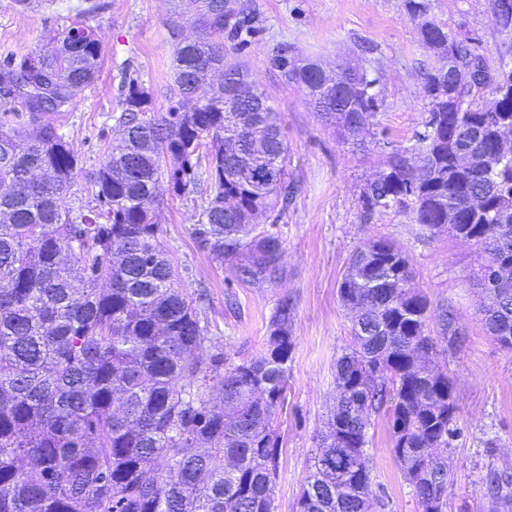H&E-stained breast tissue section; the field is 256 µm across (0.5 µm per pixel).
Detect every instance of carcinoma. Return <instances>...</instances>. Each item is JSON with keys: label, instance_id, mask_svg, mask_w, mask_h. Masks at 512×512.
I'll use <instances>...</instances> for the list:
<instances>
[{"label": "carcinoma", "instance_id": "cac0c4a2", "mask_svg": "<svg viewBox=\"0 0 512 512\" xmlns=\"http://www.w3.org/2000/svg\"><path fill=\"white\" fill-rule=\"evenodd\" d=\"M194 2L202 35L175 44L167 109L153 111L140 77L124 72L121 138L91 178L88 204L60 207L81 154L17 81L55 94L57 113L72 111L99 73L95 31L77 19L48 53L0 58V512H275L280 437L272 422L294 348L292 304L279 301L256 354L229 361L204 317L205 298L177 286L155 224L161 182L182 197L205 180L209 197L194 235L219 264L234 262L225 287L281 271L279 224L294 182L279 113L237 61L230 88L239 95L224 97V82L214 81L256 17L238 3L228 18L212 0ZM420 35L427 44L449 37L438 26ZM281 48L288 54L272 55L270 65L281 64L285 84L317 88L311 63ZM443 52L453 108L433 94L437 69L427 72L428 112L408 147L418 158L396 153L362 205L368 214L408 209L430 234L446 227L476 243L490 299L485 325L512 351V158L498 155L500 140L512 136V84H501L512 70L492 74L473 38L453 37ZM376 83L358 79L320 121L353 136L350 116L372 119L379 107ZM486 89L491 109L477 103ZM458 151L477 162L457 164ZM450 211L458 213L451 226ZM259 214L269 224L256 223ZM411 279L404 252L385 239L363 243L350 259L338 287L351 336L336 359V408L296 512L384 506L367 448L381 412L422 512L447 508L453 475L422 449L448 448L457 436L454 387L433 365L428 304ZM214 381L217 400L207 394ZM488 484L493 499L512 498L511 474L494 471Z\"/></svg>", "mask_w": 512, "mask_h": 512}]
</instances>
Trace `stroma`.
<instances>
[{"label": "stroma", "mask_w": 512, "mask_h": 512, "mask_svg": "<svg viewBox=\"0 0 512 512\" xmlns=\"http://www.w3.org/2000/svg\"><path fill=\"white\" fill-rule=\"evenodd\" d=\"M87 19L101 43L96 82L79 91L78 105L59 124L82 156L73 188L86 187L104 151L117 136L112 119L121 96V68L132 65L165 110L171 81L170 26L182 20L181 37L196 39L190 0H98ZM257 16L256 32L237 51L252 79L273 98L282 115L290 151L288 170L298 191L281 224L282 274L275 281L236 284V307L227 304L225 279L231 265L218 264L194 234L205 193L176 197L160 187L158 239L179 271L189 295L206 293V315L231 361L260 350L266 325L279 299L293 304L294 349L288 363V390L274 417L280 437L275 512H295L333 402L334 365L350 340V322L337 289L355 249L383 238L408 255L412 286L429 302L428 333L436 361L454 382L459 435L447 449L454 482L446 512H490L489 471L512 472V353L483 326V293L477 280L480 248L441 234L427 236L409 212L393 208L365 214L367 183L397 151L414 142L428 110L424 77L437 62L422 41L408 0H246ZM493 0H427V19L454 37H476L493 69H512V34L493 20ZM82 0H0V53L37 55L69 26ZM280 43L300 57L333 69L350 64L377 81L380 106L364 146L342 139L317 119L303 94L284 86L267 57ZM454 314L444 325L441 311ZM369 452L384 512H422L392 451L384 416L369 431Z\"/></svg>", "instance_id": "1"}]
</instances>
